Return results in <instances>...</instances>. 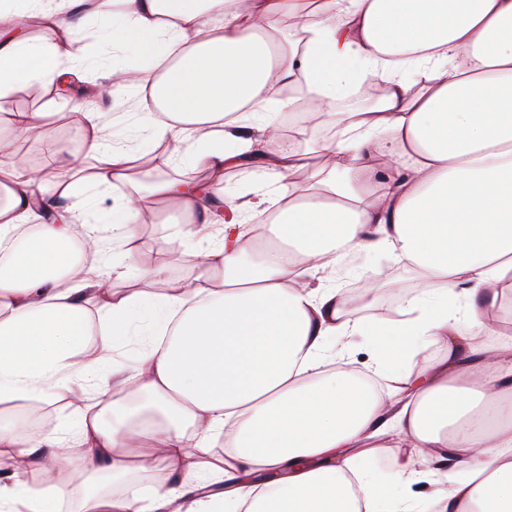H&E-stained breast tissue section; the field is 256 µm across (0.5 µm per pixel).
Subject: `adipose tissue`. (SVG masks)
Returning <instances> with one entry per match:
<instances>
[{
  "mask_svg": "<svg viewBox=\"0 0 512 512\" xmlns=\"http://www.w3.org/2000/svg\"><path fill=\"white\" fill-rule=\"evenodd\" d=\"M0 9V96L52 86L69 61L27 37V20L75 33L65 7L16 0ZM109 39L152 60L155 82L113 65L87 99L136 97L132 117L86 112L84 146L99 186L129 185L111 237L77 159L43 113L17 112L0 130V457L72 469L36 490L0 477V512H512V341L488 313L512 291V0H96ZM292 22L288 47L270 33ZM422 85H414L413 75ZM380 83L370 109L343 113L342 137L323 142L316 168L280 147L266 116L304 83L306 127L328 124L354 79ZM133 122L141 141L222 182L251 165L263 202L224 192L214 223L202 192L151 184L177 199L190 224L181 240L196 276L157 297L120 295L114 248L136 238L142 182L137 149L115 135ZM39 135L44 168L15 145ZM304 180H295L296 172ZM74 199L53 210L55 195ZM274 214L252 224L259 204ZM83 235H76V227ZM82 238L85 263L72 244ZM392 252L415 277L397 320L366 325L348 297L312 286L306 270L342 278L355 252ZM369 335L384 390L364 383L330 337ZM438 359H421L427 346ZM67 400L66 419L29 428L15 406ZM423 461H449L447 489L417 498L423 479L400 464V488L358 469L385 436ZM225 447L214 455L215 443ZM168 462L171 478L131 484L136 462Z\"/></svg>",
  "mask_w": 512,
  "mask_h": 512,
  "instance_id": "ef3b65f1",
  "label": "adipose tissue"
}]
</instances>
